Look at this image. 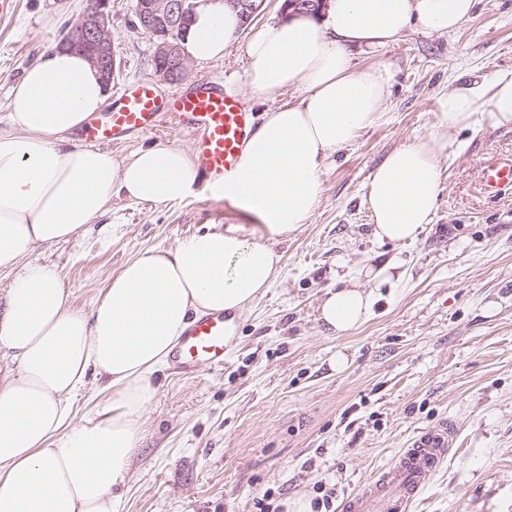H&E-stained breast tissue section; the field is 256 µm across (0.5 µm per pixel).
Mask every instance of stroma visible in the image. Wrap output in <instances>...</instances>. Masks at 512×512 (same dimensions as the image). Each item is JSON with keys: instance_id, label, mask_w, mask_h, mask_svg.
<instances>
[{"instance_id": "stroma-1", "label": "stroma", "mask_w": 512, "mask_h": 512, "mask_svg": "<svg viewBox=\"0 0 512 512\" xmlns=\"http://www.w3.org/2000/svg\"><path fill=\"white\" fill-rule=\"evenodd\" d=\"M85 0H15L0 17V118L23 71L77 21ZM135 0H112L113 87L144 78L158 95L210 79L256 114L296 102L298 87L250 98L241 45L223 58L190 63L169 82L152 63L155 40L134 25ZM362 70L386 67L391 79L378 122L337 153L307 222L275 240L278 281L241 316L224 366L156 375L158 391L142 415L143 440L130 462L123 512H274L295 494L347 495L373 480L419 430L441 421L455 445L410 512H512V194L484 197L480 164L512 155V129L482 122L457 133L442 163L435 222L410 244L376 241L365 203L368 178L408 138L435 133L448 89L512 71V0H479L450 32L410 28L372 53L353 50ZM196 132L162 126L123 137L122 156L159 141L194 148ZM70 241L37 247L58 265L77 308L90 309L107 278L137 252L168 249L204 231L258 224L224 198L194 191L166 205L113 198L104 218ZM393 263L362 326L328 336L315 311L324 288L363 266ZM347 359L334 370L336 355Z\"/></svg>"}]
</instances>
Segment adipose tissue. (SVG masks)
Returning <instances> with one entry per match:
<instances>
[{"instance_id": "1", "label": "adipose tissue", "mask_w": 512, "mask_h": 512, "mask_svg": "<svg viewBox=\"0 0 512 512\" xmlns=\"http://www.w3.org/2000/svg\"><path fill=\"white\" fill-rule=\"evenodd\" d=\"M477 0H330L326 14L272 21L244 44L251 97L293 86L300 98L266 111L220 195L262 222L268 241L231 225L170 249L128 258L108 277L90 311L77 309L60 269L37 247L69 240L122 195L162 205L187 197L197 169L182 147L157 142L117 158L74 135L107 103L98 71L81 54L46 50L14 85L0 126V353L13 371L0 379V512H122L140 417L161 370L192 317H241L277 281L270 245L312 217L322 173L380 116L390 74L355 70L351 51L380 49L411 26L442 33L471 18ZM242 27L232 8L198 9L182 47L196 61L222 58ZM441 135L417 137L377 165L367 185L373 235L414 240L433 223L440 159L454 132L479 120L512 128V72L456 86L438 101ZM392 264L358 269L327 288L318 306L323 331L343 333L372 311L374 290ZM367 279L373 290H362ZM104 382L100 410L76 418L73 400L89 376Z\"/></svg>"}]
</instances>
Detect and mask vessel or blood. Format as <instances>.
<instances>
[{
    "label": "vessel or blood",
    "mask_w": 512,
    "mask_h": 512,
    "mask_svg": "<svg viewBox=\"0 0 512 512\" xmlns=\"http://www.w3.org/2000/svg\"><path fill=\"white\" fill-rule=\"evenodd\" d=\"M162 121L200 131L195 153L205 187L235 172L246 138L258 125L255 113L247 111L238 97L213 83L204 81L163 98L149 80L138 79L122 86L111 108L90 121L82 137L108 143L129 134L149 133ZM481 185L494 196L512 188V158L486 160ZM229 321V316L217 312L203 314L190 324L173 355L182 374H195L204 366L223 368ZM456 433L448 421L419 431L389 467L347 498L344 512H409L447 458Z\"/></svg>",
    "instance_id": "b4317fda"
}]
</instances>
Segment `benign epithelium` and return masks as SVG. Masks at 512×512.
<instances>
[{
	"label": "benign epithelium",
	"mask_w": 512,
	"mask_h": 512,
	"mask_svg": "<svg viewBox=\"0 0 512 512\" xmlns=\"http://www.w3.org/2000/svg\"><path fill=\"white\" fill-rule=\"evenodd\" d=\"M87 5L79 20L69 27L59 40V49L79 51L86 55L109 85L116 67L112 36L108 28L112 14V0H86ZM223 5L239 11L245 22L257 17L265 0H219ZM200 6L198 0H138L135 27L155 37V73L168 81L181 79L188 70L182 55L178 27L190 21Z\"/></svg>",
	"instance_id": "obj_1"
}]
</instances>
